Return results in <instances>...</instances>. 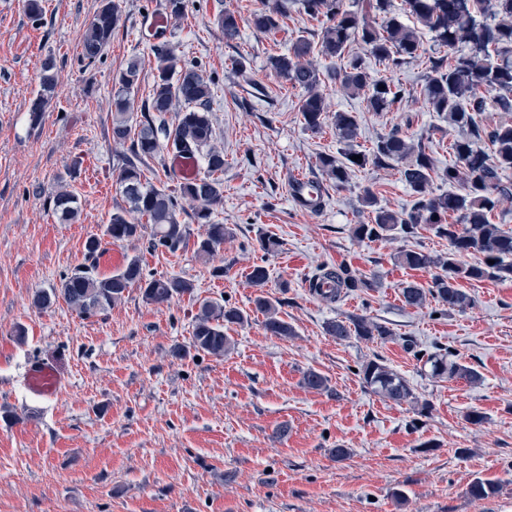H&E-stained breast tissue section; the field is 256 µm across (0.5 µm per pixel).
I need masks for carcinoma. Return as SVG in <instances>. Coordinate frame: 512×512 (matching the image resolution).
<instances>
[{
  "label": "carcinoma",
  "mask_w": 512,
  "mask_h": 512,
  "mask_svg": "<svg viewBox=\"0 0 512 512\" xmlns=\"http://www.w3.org/2000/svg\"><path fill=\"white\" fill-rule=\"evenodd\" d=\"M288 2L264 0L262 8L251 15L252 28L263 34L279 30L280 21L288 17ZM298 2L304 14L322 19L321 38L316 44L301 36L296 38L287 53L270 57L269 65L301 91L298 111L303 124L311 131L320 129L330 117L320 90L319 71L310 61L314 53L342 61L343 65L333 73L340 90L363 98L369 111L382 112L401 97V90L393 89L386 79L373 75L358 59H345V51L353 41L365 45L379 62L393 66L422 56V30L430 32L442 48L450 51L462 46L468 48V53L458 56L448 66L441 59L428 57L429 75L422 90L427 108L446 119L448 126L456 131L452 164L435 168L424 143L396 129L381 136L371 154L363 153L361 159L354 161L352 156L358 154L354 149L359 136L358 121L350 112H337L330 118L342 145L341 157L320 156L319 169L325 180L342 188L349 183L355 167L362 168L369 162L399 165L401 177L414 198L412 207L404 212L390 210L378 203L374 192L366 190L363 204L370 208L369 221L353 225L350 229L353 237L379 240L397 231L413 234L419 227L428 226L436 235L448 239L450 248L446 254L403 249L394 256L406 268L437 270L429 288L414 282L404 284L401 296L405 305L420 308L432 298L444 306L463 310L470 305V297L459 288V282L512 280V232L491 222L492 213L512 197V184L503 180L504 172L512 170V0H404L405 12L413 19L411 26L390 12L389 0ZM370 12L383 15L382 22L368 20ZM120 20L115 0H104L83 37L82 57L87 64L102 58ZM220 23L225 41L232 42L239 37L235 13L224 12ZM155 57L152 94L142 104L136 135H131L127 114L139 80L137 62H129L120 74L118 89L112 97V138L119 143L130 142L129 156L120 175V187L129 208L112 212L105 233L116 242L141 238L144 225L128 218L129 212H137L150 222L149 248L154 252L174 253L188 238L186 225L179 221L183 203H195L194 218L205 225L204 236L196 241V254L207 258L230 234L224 225L211 221L213 207L223 199V182L218 175L224 172V151L211 145L212 79L169 49L155 50ZM53 67L51 62L43 67L40 90L30 108L35 118L54 96ZM169 112L176 113V123L172 126L165 118ZM486 112H498L501 117L496 123L485 125ZM482 139L491 144L493 155L477 146ZM163 145L176 154L203 157L207 175L184 181L174 191L148 182L138 162L157 153ZM434 175L453 190L434 193ZM50 206L63 222H73L78 217V199L65 184L50 197ZM452 215L455 222L450 223L448 217ZM99 247V239L87 240L86 263L63 275L60 287L37 291L34 305L46 309L61 297L79 316L88 317L120 303L133 287L139 288L143 301L148 304H164L176 297L194 295L195 286L188 280L145 274L137 257L113 274H100L94 263ZM466 253L479 254V262H461L460 256ZM313 280L318 284H334L328 291L315 289L330 300L339 298L345 290L354 292L374 287L371 280L345 266H322ZM254 304L256 311L265 317L267 332L284 338L295 335L293 327L278 317L275 301L269 296L258 294ZM245 320L246 315L238 308L203 299L194 319L191 347L197 353L222 358L231 346L224 327ZM326 332L340 341L352 336L365 339L393 336L387 327L363 318L331 321L326 325ZM405 344L417 361L429 367L434 378H459L471 383L481 380L475 369L458 363L446 348L427 353L417 349L412 339L405 340ZM358 374L366 388L384 399L395 403L413 399L407 380L378 357L363 363Z\"/></svg>",
  "instance_id": "1"
}]
</instances>
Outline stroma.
Segmentation results:
<instances>
[{
	"label": "stroma",
	"mask_w": 512,
	"mask_h": 512,
	"mask_svg": "<svg viewBox=\"0 0 512 512\" xmlns=\"http://www.w3.org/2000/svg\"><path fill=\"white\" fill-rule=\"evenodd\" d=\"M101 3L41 0L36 20L25 0H0V512H512V281L462 282L472 303L461 311L403 303L404 282L428 288L434 273L397 267L394 255L442 254L447 239L428 229L375 241L350 233L369 218L365 190L391 210L410 208L397 165L355 170L346 187L326 186L324 206L311 212L291 198L292 174L321 180L318 158L336 154L339 143L332 122L305 128L299 90L268 60L297 37L318 41L320 21L294 8L265 35L248 24L260 0H186L184 15L148 41L141 24L157 0H119L112 43L87 67L81 38ZM227 10L241 29L231 43L218 23ZM158 47L213 81L224 201L212 220L229 233L209 261L191 247L171 254L151 251L144 238L123 243L145 272L192 282L193 296L149 305L134 287L89 318L61 300L36 308L34 293L84 263L86 241L104 237L112 212L126 205V148L112 139L114 82L137 59L129 116L138 124ZM350 51L403 97L371 112L325 76L328 113L356 116L360 151L397 129L447 167L455 133L423 101L426 64L388 66L356 42ZM49 59L56 94L35 120L30 105ZM63 179L79 195L72 224L49 207ZM264 236L280 242L278 252L262 249ZM257 264L266 266L265 291L279 299L294 336L265 330L248 280ZM341 264L374 288L332 302L310 292L321 266ZM204 298L224 300L248 320L226 326L232 346L224 358L176 357L174 347L188 350ZM358 318L385 325L391 337L339 341L325 332L329 321ZM406 337L427 351L451 350L481 382L431 377L405 350ZM373 357L409 382L414 401H386L364 387L357 370ZM42 358L68 375L50 401L24 384L28 365ZM309 370L325 378L324 389L303 386ZM473 410L482 424L468 420ZM340 448L347 457L337 458ZM477 479L494 495L473 500Z\"/></svg>",
	"instance_id": "35a3bbf8"
}]
</instances>
